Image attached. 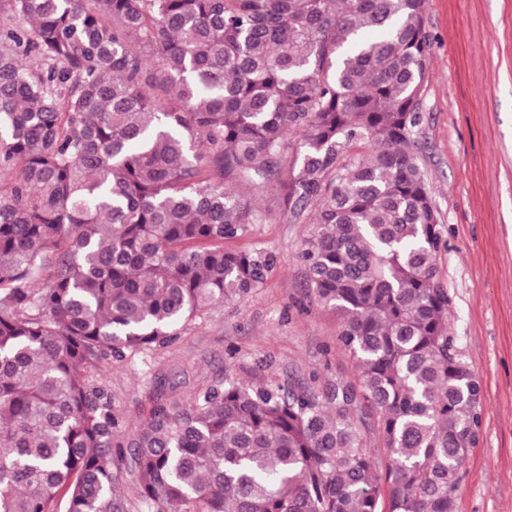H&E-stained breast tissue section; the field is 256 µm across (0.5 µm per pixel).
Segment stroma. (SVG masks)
<instances>
[{
    "label": "stroma",
    "instance_id": "1",
    "mask_svg": "<svg viewBox=\"0 0 512 512\" xmlns=\"http://www.w3.org/2000/svg\"><path fill=\"white\" fill-rule=\"evenodd\" d=\"M431 65L415 132L443 226L439 275L451 336L483 387L482 432L466 458L455 512H512V0H427ZM271 217L233 249L272 255L249 295L182 322L175 340L113 360L100 377L135 426L156 397L188 403L225 375L315 390L356 379L340 321L306 287L298 258L312 227L259 198Z\"/></svg>",
    "mask_w": 512,
    "mask_h": 512
}]
</instances>
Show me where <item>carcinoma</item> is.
I'll return each instance as SVG.
<instances>
[{
	"label": "carcinoma",
	"mask_w": 512,
	"mask_h": 512,
	"mask_svg": "<svg viewBox=\"0 0 512 512\" xmlns=\"http://www.w3.org/2000/svg\"><path fill=\"white\" fill-rule=\"evenodd\" d=\"M425 8L0 0V512H125L124 469L149 512H454L482 387L415 155ZM269 188L312 215L298 258L356 383L228 375L127 430L102 368L266 280L271 255L224 241ZM358 414L361 417L359 426L366 448L371 449L379 464H384L382 438L378 431L377 418L367 408L358 409Z\"/></svg>",
	"instance_id": "carcinoma-1"
}]
</instances>
